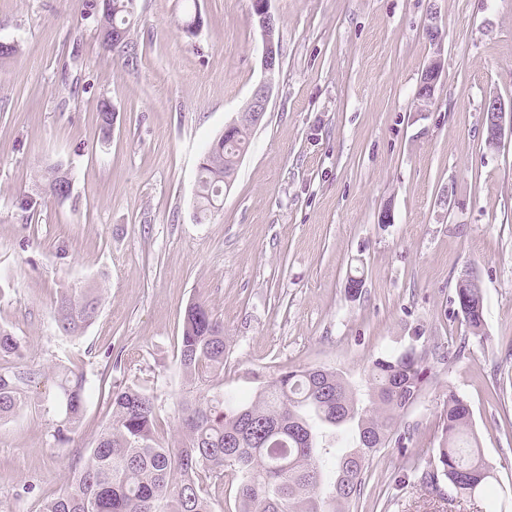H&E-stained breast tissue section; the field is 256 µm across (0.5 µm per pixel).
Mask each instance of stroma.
<instances>
[{
	"mask_svg": "<svg viewBox=\"0 0 512 512\" xmlns=\"http://www.w3.org/2000/svg\"><path fill=\"white\" fill-rule=\"evenodd\" d=\"M270 6L280 67L267 113L222 209L203 218L199 162L263 78L252 0H137L134 67L102 43L85 0H0V38L21 46L0 64V326L34 372L27 406L0 420V512H40L62 492L111 420L113 388L146 386L177 443L191 389L177 347L195 299L224 324L222 388L239 396L311 367L360 384L384 352L422 354L429 380L399 425L406 447L376 455L353 512H512V141L488 149L482 125L486 96L512 98V0ZM430 25L444 71L421 110ZM54 165L72 182L63 200L39 178ZM24 195L37 201L27 212ZM466 273L484 293L481 336L455 301ZM64 288L102 291L77 338L56 321ZM68 371L92 393L60 437ZM452 392L494 472L471 496L411 470L414 457L428 468Z\"/></svg>",
	"mask_w": 512,
	"mask_h": 512,
	"instance_id": "obj_1",
	"label": "stroma"
}]
</instances>
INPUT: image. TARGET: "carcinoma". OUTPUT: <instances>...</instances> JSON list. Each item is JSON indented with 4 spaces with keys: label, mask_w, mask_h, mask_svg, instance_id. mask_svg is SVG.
<instances>
[{
    "label": "carcinoma",
    "mask_w": 512,
    "mask_h": 512,
    "mask_svg": "<svg viewBox=\"0 0 512 512\" xmlns=\"http://www.w3.org/2000/svg\"><path fill=\"white\" fill-rule=\"evenodd\" d=\"M136 0H87L103 42L113 46L112 29L129 40ZM114 113L100 102L104 136L111 133ZM250 142V132L226 142H213L199 165L196 208L202 215L220 209L224 179L236 170L235 158ZM50 193L70 194L68 175L48 173ZM470 301L464 316L475 336L483 333L482 289L472 286L456 296ZM99 295L88 289L64 290L56 300L59 327L70 337L83 335L98 315ZM179 364L191 385L215 386L224 370V324L205 303H190L184 313L178 348ZM0 359L12 369L0 372V419L27 404L24 385V342L0 326ZM428 381L424 358L410 346L373 360L365 386L323 368L283 371L266 382L256 398L243 403L219 393L211 399L189 397L181 406L179 444L162 443L156 433L155 397L140 385L112 393V420L75 479L58 496L44 502L42 512H214L209 490L230 471L237 479L235 512H350L361 497L370 461L382 448L404 447L398 421ZM59 388L65 409L57 433L80 421L91 386L82 373L63 375ZM435 465L420 480L435 485L444 478L456 490L479 481L489 468L471 430L470 409L454 393L442 424Z\"/></svg>",
    "instance_id": "carcinoma-1"
}]
</instances>
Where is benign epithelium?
Returning a JSON list of instances; mask_svg holds the SVG:
<instances>
[{"label": "benign epithelium", "mask_w": 512, "mask_h": 512, "mask_svg": "<svg viewBox=\"0 0 512 512\" xmlns=\"http://www.w3.org/2000/svg\"><path fill=\"white\" fill-rule=\"evenodd\" d=\"M254 14L258 19L263 40L261 65L264 79L257 86L252 97L238 117L224 128V136L235 135L238 129H255L264 120L267 112L272 80L279 67L278 27L270 12V0H253ZM444 69L442 51H437L426 63L417 87L418 101L430 102L433 99L436 84ZM483 124L486 130V146L497 149L501 146L505 132L512 133V105L507 107L497 95L485 99L483 106Z\"/></svg>", "instance_id": "1"}]
</instances>
